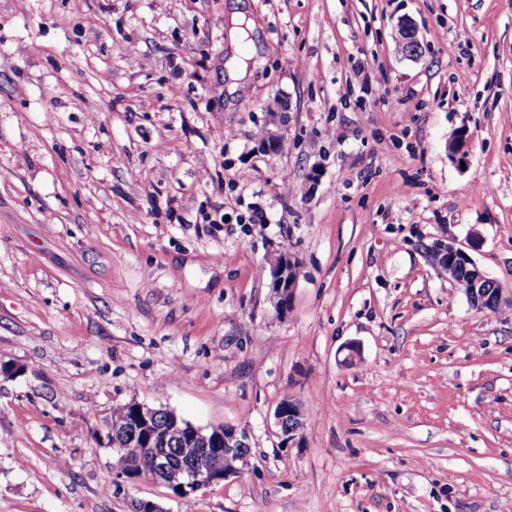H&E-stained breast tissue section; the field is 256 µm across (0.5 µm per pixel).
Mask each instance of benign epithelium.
<instances>
[{"label":"benign epithelium","instance_id":"obj_1","mask_svg":"<svg viewBox=\"0 0 512 512\" xmlns=\"http://www.w3.org/2000/svg\"><path fill=\"white\" fill-rule=\"evenodd\" d=\"M397 41L405 48L404 56L416 58L420 54L421 42L418 30L409 21L397 25ZM469 143L466 130H461L448 144L449 153L458 158L465 157ZM428 252L442 260V273L455 282L460 269L469 277V302L483 308L487 299L501 302L500 291H492L493 281L481 271L474 261L452 241L435 240ZM298 277V267L288 256L276 260L271 270V289L276 298V309L288 310L292 291ZM133 417L129 420H112L108 423V437L115 450L135 454L141 446L150 447L158 455V467L147 478L161 484L178 496H188L198 490L223 483L238 476L235 466L224 467V458L237 455L250 447L249 437L231 427L204 429L179 419L173 410H167L164 423L152 429V419L160 415L159 410L133 401ZM274 425L277 435L284 442L295 440L304 426L301 406L294 400L288 404H277L274 410Z\"/></svg>","mask_w":512,"mask_h":512}]
</instances>
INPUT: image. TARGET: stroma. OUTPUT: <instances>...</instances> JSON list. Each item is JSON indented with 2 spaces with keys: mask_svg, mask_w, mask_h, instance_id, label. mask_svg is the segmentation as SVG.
I'll return each instance as SVG.
<instances>
[{
  "mask_svg": "<svg viewBox=\"0 0 512 512\" xmlns=\"http://www.w3.org/2000/svg\"><path fill=\"white\" fill-rule=\"evenodd\" d=\"M235 9L261 63L231 96ZM437 238L496 310L428 262ZM131 401L246 432L240 477L117 478ZM143 500L512 512V0H0V512ZM397 41L399 46L405 48L403 53L407 58H417L421 50L418 30L410 21L402 20L397 25ZM428 252L431 253L429 258L434 265L439 261L436 255L439 256L442 260V265H444L446 269H441V266L437 267L445 276H448V279L451 281L457 282L461 267L468 272L470 285V288H468V300L474 307L484 309L483 303L488 299L494 289L495 292L492 297V302L496 301L500 305L502 296L499 288H496V284L488 278L474 261L462 249L458 248L454 242L437 239L428 246ZM466 282V275L461 273L459 275L458 288L464 290V292ZM490 285H492L493 288H490ZM271 289L276 298L278 312L288 310L292 291L298 277V267L289 256L278 258L271 270ZM274 410V425L277 428V435L282 442L294 441L301 433L304 426V414L301 406L290 398H283Z\"/></svg>",
  "mask_w": 512,
  "mask_h": 512,
  "instance_id": "stroma-1",
  "label": "stroma"
}]
</instances>
